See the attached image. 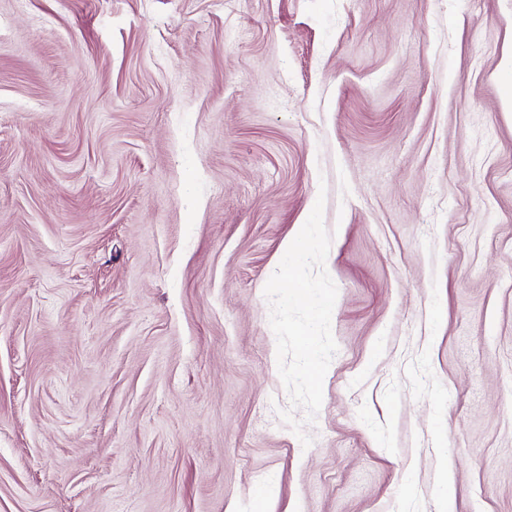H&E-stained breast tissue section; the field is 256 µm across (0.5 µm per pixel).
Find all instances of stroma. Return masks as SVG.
<instances>
[{
  "mask_svg": "<svg viewBox=\"0 0 512 512\" xmlns=\"http://www.w3.org/2000/svg\"><path fill=\"white\" fill-rule=\"evenodd\" d=\"M320 198L309 423L264 288ZM447 468L512 512V0H0V512H436Z\"/></svg>",
  "mask_w": 512,
  "mask_h": 512,
  "instance_id": "1",
  "label": "stroma"
}]
</instances>
